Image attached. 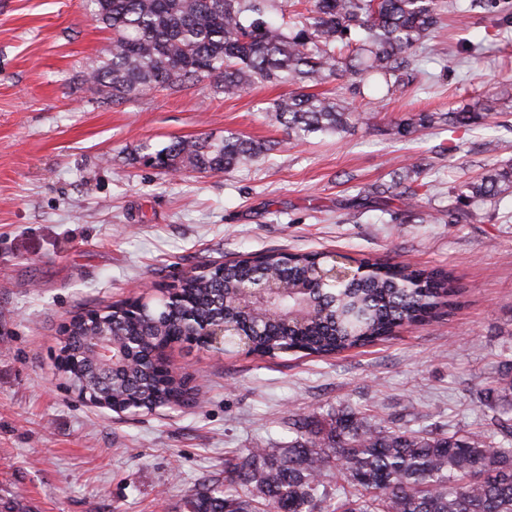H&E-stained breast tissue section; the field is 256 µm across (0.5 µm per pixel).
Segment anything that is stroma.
Listing matches in <instances>:
<instances>
[{
  "mask_svg": "<svg viewBox=\"0 0 512 512\" xmlns=\"http://www.w3.org/2000/svg\"><path fill=\"white\" fill-rule=\"evenodd\" d=\"M111 41L87 0H0V507L175 512L228 452L286 445L292 412L350 406L396 429L491 431L478 392L512 358V197L476 223L451 210L462 182L512 159V116L407 138L392 128L512 89V0H443L404 95L366 78L362 122L292 143L272 118L283 86L227 99L203 80L102 101L80 77ZM230 134L274 148L228 174L172 177L139 158L146 143ZM405 163L430 185L410 212L391 190ZM270 250L447 268L460 304L328 358L174 347L171 362L206 393L186 409L133 419L71 393L56 359L74 315Z\"/></svg>",
  "mask_w": 512,
  "mask_h": 512,
  "instance_id": "obj_1",
  "label": "stroma"
}]
</instances>
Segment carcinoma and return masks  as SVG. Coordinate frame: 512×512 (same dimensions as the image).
<instances>
[{"instance_id": "1", "label": "carcinoma", "mask_w": 512, "mask_h": 512, "mask_svg": "<svg viewBox=\"0 0 512 512\" xmlns=\"http://www.w3.org/2000/svg\"><path fill=\"white\" fill-rule=\"evenodd\" d=\"M92 17L112 30L103 64L85 81L104 100L119 102L147 89H179L203 79L228 98L258 82L291 86L274 109L288 139L341 133L361 113L346 96L306 92L347 77L379 74L387 95L400 94L412 75L417 50L439 23L437 0H311L307 13L286 19L288 0H90ZM500 98L467 102L447 112H420L395 126L408 137L422 129L471 128L498 122ZM142 158L166 173H226L261 155L264 145L232 134L215 141L174 138L160 150L143 146ZM415 166L397 174L394 189L413 207L421 184ZM460 216L480 219V206L512 196V164L465 181ZM367 276L334 285L319 278L329 261L321 254L269 251L218 265L180 281L183 307L162 299L148 308L116 304L103 322L73 318L70 350L81 357L85 337L97 331L133 342L138 352L113 382L112 411L136 402L145 413L195 402L183 378L147 373L157 336H188L183 308L208 321L224 318L251 337L260 357L294 351L329 356L394 338L407 326L429 323L458 304L453 274L404 262L369 259ZM273 276L282 291L266 305L245 309L236 294ZM93 370L67 372V382L88 385ZM499 408L498 434L467 426L440 430H389L355 408L324 421L288 416L295 434L286 448H248L224 459V478L197 484L182 512H512V371L485 388ZM336 482V496L327 487Z\"/></svg>"}]
</instances>
